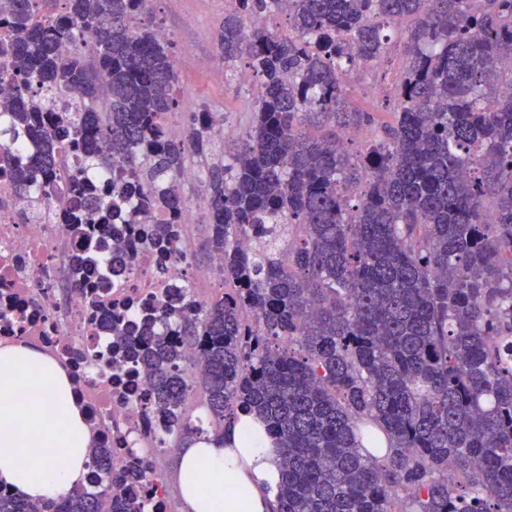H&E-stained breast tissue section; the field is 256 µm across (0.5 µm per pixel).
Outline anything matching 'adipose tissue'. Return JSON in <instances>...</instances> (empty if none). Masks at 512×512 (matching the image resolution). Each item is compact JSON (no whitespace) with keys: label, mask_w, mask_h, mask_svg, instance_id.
I'll return each mask as SVG.
<instances>
[{"label":"adipose tissue","mask_w":512,"mask_h":512,"mask_svg":"<svg viewBox=\"0 0 512 512\" xmlns=\"http://www.w3.org/2000/svg\"><path fill=\"white\" fill-rule=\"evenodd\" d=\"M66 368L43 350L0 346V488L31 500H56L84 484L95 436ZM263 422L244 416L223 443L188 440L175 478L187 512H272L280 479L270 438L246 443Z\"/></svg>","instance_id":"adipose-tissue-1"}]
</instances>
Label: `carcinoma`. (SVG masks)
<instances>
[{
  "label": "carcinoma",
  "instance_id": "carcinoma-1",
  "mask_svg": "<svg viewBox=\"0 0 512 512\" xmlns=\"http://www.w3.org/2000/svg\"><path fill=\"white\" fill-rule=\"evenodd\" d=\"M152 4L0 0V71L16 78L0 101V174L19 194H61L59 155L80 152L72 231L112 251L73 256L72 273L91 284L99 266L110 283L113 221L133 196L145 217L164 214L146 236L178 253L197 159L224 296L112 326L165 435L222 443L258 415L279 451L276 512H512V0H228L216 51L254 100L232 140L222 112L166 124L182 94ZM395 56L385 121L351 78L383 81ZM347 129L372 138L353 151ZM21 138L25 164L6 148ZM167 320L178 335L155 332ZM93 467L96 492H0V512H144L119 495L106 452Z\"/></svg>",
  "mask_w": 512,
  "mask_h": 512
}]
</instances>
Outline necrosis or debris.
Returning a JSON list of instances; mask_svg holds the SVG:
<instances>
[{
  "label": "necrosis or debris",
  "instance_id": "obj_1",
  "mask_svg": "<svg viewBox=\"0 0 512 512\" xmlns=\"http://www.w3.org/2000/svg\"><path fill=\"white\" fill-rule=\"evenodd\" d=\"M21 207L29 214L24 222L17 218ZM71 224L60 201L37 193L16 201L14 185L0 177V344L28 342L61 360L113 471L129 474L127 492L143 499L148 512H169L157 450L163 424L151 406V385L112 335V320L119 315L134 323L158 301H179L191 270L192 223L186 218L177 227L175 259L160 255L139 225H122L128 252L122 285L94 292L71 275L72 255L88 247Z\"/></svg>",
  "mask_w": 512,
  "mask_h": 512
}]
</instances>
